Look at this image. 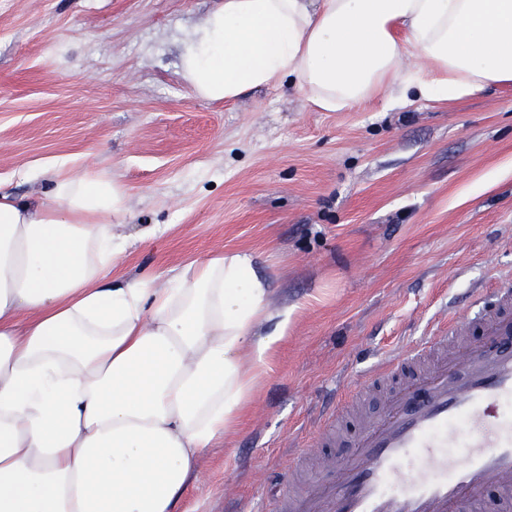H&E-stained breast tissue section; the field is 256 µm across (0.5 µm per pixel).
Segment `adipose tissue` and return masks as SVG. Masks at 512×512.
Wrapping results in <instances>:
<instances>
[{
    "label": "adipose tissue",
    "instance_id": "1",
    "mask_svg": "<svg viewBox=\"0 0 512 512\" xmlns=\"http://www.w3.org/2000/svg\"><path fill=\"white\" fill-rule=\"evenodd\" d=\"M181 76L211 102L285 83L324 112L451 102L512 84V0H223ZM51 182L37 204L0 192V512H177L296 309L246 251L113 276L124 188Z\"/></svg>",
    "mask_w": 512,
    "mask_h": 512
}]
</instances>
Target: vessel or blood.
Returning <instances> with one entry per match:
<instances>
[{
  "instance_id": "vessel-or-blood-1",
  "label": "vessel or blood",
  "mask_w": 512,
  "mask_h": 512,
  "mask_svg": "<svg viewBox=\"0 0 512 512\" xmlns=\"http://www.w3.org/2000/svg\"><path fill=\"white\" fill-rule=\"evenodd\" d=\"M477 318L449 311L438 335L381 361L382 412L360 419L340 462L309 483L296 474L313 449L277 478L278 512H512V285L473 293Z\"/></svg>"
}]
</instances>
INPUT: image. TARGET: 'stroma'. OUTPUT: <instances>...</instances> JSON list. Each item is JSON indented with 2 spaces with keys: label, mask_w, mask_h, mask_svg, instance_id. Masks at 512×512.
I'll use <instances>...</instances> for the list:
<instances>
[{
  "label": "stroma",
  "mask_w": 512,
  "mask_h": 512,
  "mask_svg": "<svg viewBox=\"0 0 512 512\" xmlns=\"http://www.w3.org/2000/svg\"><path fill=\"white\" fill-rule=\"evenodd\" d=\"M221 0H0V190L58 168L126 189L114 275L247 250L296 306L254 404L178 512H276L272 485L337 391L512 271V86L319 112L294 89L229 103L180 75Z\"/></svg>",
  "instance_id": "stroma-1"
}]
</instances>
